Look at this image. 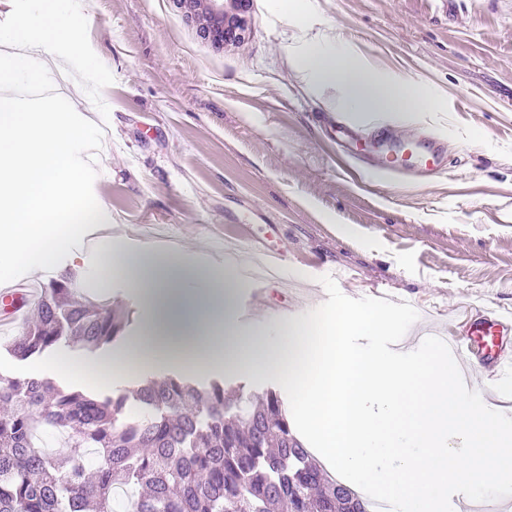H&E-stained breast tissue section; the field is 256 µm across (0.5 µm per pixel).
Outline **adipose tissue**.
<instances>
[{"mask_svg": "<svg viewBox=\"0 0 512 512\" xmlns=\"http://www.w3.org/2000/svg\"><path fill=\"white\" fill-rule=\"evenodd\" d=\"M289 63L306 84L333 87L337 110L355 120L381 112L406 125L433 109L424 90L379 73L336 34ZM94 248L101 291L122 277L144 317L138 336L96 362L48 361L84 390H110L172 362L273 376L287 386L314 455L353 489L375 490L392 512H448L451 495L512 487V418L461 390L438 342L390 350L404 314L340 303L324 317L284 316L255 329L236 320V293L246 285L236 268L195 266L173 250L130 253L108 235Z\"/></svg>", "mask_w": 512, "mask_h": 512, "instance_id": "1", "label": "adipose tissue"}]
</instances>
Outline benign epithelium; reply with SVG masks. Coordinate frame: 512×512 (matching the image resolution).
I'll use <instances>...</instances> for the list:
<instances>
[{
  "instance_id": "obj_1",
  "label": "benign epithelium",
  "mask_w": 512,
  "mask_h": 512,
  "mask_svg": "<svg viewBox=\"0 0 512 512\" xmlns=\"http://www.w3.org/2000/svg\"><path fill=\"white\" fill-rule=\"evenodd\" d=\"M188 22L194 24L213 47L238 46L246 39L248 0H173Z\"/></svg>"
}]
</instances>
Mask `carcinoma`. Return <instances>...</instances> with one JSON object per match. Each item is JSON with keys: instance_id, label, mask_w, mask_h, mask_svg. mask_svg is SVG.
I'll use <instances>...</instances> for the list:
<instances>
[{"instance_id": "1", "label": "carcinoma", "mask_w": 512, "mask_h": 512, "mask_svg": "<svg viewBox=\"0 0 512 512\" xmlns=\"http://www.w3.org/2000/svg\"><path fill=\"white\" fill-rule=\"evenodd\" d=\"M74 285L64 277L42 289L35 322L5 345L13 357L71 343L97 351L121 337L125 317L109 301L74 300ZM48 429L94 449V463L37 449ZM118 482L144 487L133 512H367L313 462L273 390L232 402L222 377L199 387L147 375L100 397L0 374V512H115Z\"/></svg>"}]
</instances>
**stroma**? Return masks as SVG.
<instances>
[{
    "mask_svg": "<svg viewBox=\"0 0 512 512\" xmlns=\"http://www.w3.org/2000/svg\"><path fill=\"white\" fill-rule=\"evenodd\" d=\"M480 2L304 0L295 14L253 0L245 42L218 50L172 0H81L114 77L100 93L110 114L76 94L72 74L58 91L103 128L93 190L113 236L212 265L230 239L283 251L295 285L241 289L246 326L306 316L307 290L323 287L371 305L376 291L397 296L439 330L472 305L511 310L512 0ZM333 30L432 94L435 112L396 131L443 138V174L409 184L348 172L330 126L334 89L305 88L289 65ZM98 263L82 245L37 279L75 273L86 297ZM335 269L348 280L326 284Z\"/></svg>",
    "mask_w": 512,
    "mask_h": 512,
    "instance_id": "35a3bbf8",
    "label": "stroma"
}]
</instances>
